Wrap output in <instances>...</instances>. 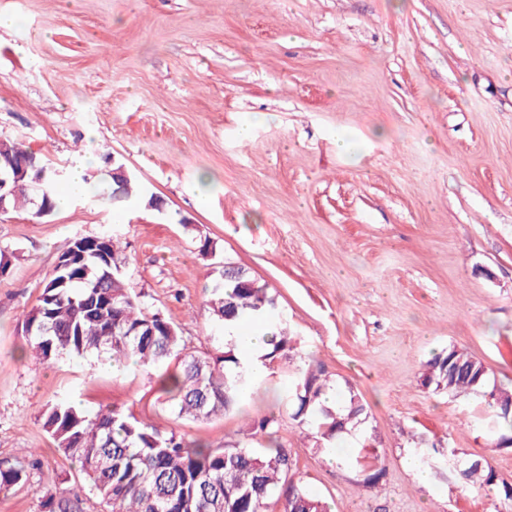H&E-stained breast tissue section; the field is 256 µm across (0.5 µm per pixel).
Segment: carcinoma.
<instances>
[{"label": "carcinoma", "instance_id": "carcinoma-1", "mask_svg": "<svg viewBox=\"0 0 512 512\" xmlns=\"http://www.w3.org/2000/svg\"><path fill=\"white\" fill-rule=\"evenodd\" d=\"M30 152L18 144L0 141V174L11 176ZM33 171L21 181L8 207L31 203ZM61 176L49 170L39 192V208L53 210ZM125 262L117 240L110 236L69 242L57 256L44 284L39 304L23 319L28 346L45 363L63 355L106 354L121 362L135 358L159 371L155 405L179 418L209 419L236 406L243 391L259 375L241 362L232 339L224 350L200 356L189 347L165 314L137 297L123 283ZM213 315L225 324L242 315H265L275 298L248 271L229 262L214 287ZM270 350L264 366L298 354V340L279 327L268 339ZM290 418L312 431L318 450L334 448L343 434L367 423L360 395L350 387L334 404L326 400L337 389L321 368L298 366L289 373ZM455 398L479 396L494 418L488 439L497 448L512 447V389L491 384L489 370L479 359L457 346L435 355L420 377ZM45 430L57 447L80 465L106 512H270L276 492L284 497L280 512H327L319 494L300 482L287 479L291 470L288 450L274 436L281 421L274 413L251 420L254 433L270 438L257 450L246 444L228 446L190 442L173 431L161 430L152 421L121 407L90 416L75 405L50 404L43 413ZM457 480L468 486H494L512 501V481L500 477L486 461L466 459L454 449ZM380 450L365 445L346 459L360 480L357 486L378 489L383 471ZM41 467L35 454L0 460V493L27 481L29 472ZM42 512H83L78 498L46 491Z\"/></svg>", "mask_w": 512, "mask_h": 512}]
</instances>
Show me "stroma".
I'll list each match as a JSON object with an SVG mask.
<instances>
[{
    "instance_id": "1",
    "label": "stroma",
    "mask_w": 512,
    "mask_h": 512,
    "mask_svg": "<svg viewBox=\"0 0 512 512\" xmlns=\"http://www.w3.org/2000/svg\"><path fill=\"white\" fill-rule=\"evenodd\" d=\"M1 13L18 23L0 28V140L65 175L93 154L95 193L40 218L0 214V458L37 451L84 512H105L44 429L47 404L122 407L259 449L248 424L270 409L290 478L330 512H512L462 487L448 456L431 459L429 490L404 463L418 436L512 479L481 398L420 384L457 346L512 385V0H0ZM119 166L142 195L112 198ZM112 234L131 292L202 355L224 348L210 310L223 263L267 285L300 355L362 397L383 491L355 486L286 419L283 374L192 420L151 405L152 370L37 360L22 315L61 248ZM47 485L31 473L0 512H39Z\"/></svg>"
}]
</instances>
